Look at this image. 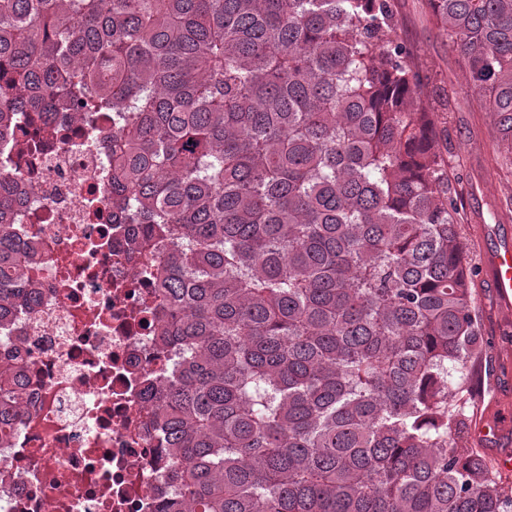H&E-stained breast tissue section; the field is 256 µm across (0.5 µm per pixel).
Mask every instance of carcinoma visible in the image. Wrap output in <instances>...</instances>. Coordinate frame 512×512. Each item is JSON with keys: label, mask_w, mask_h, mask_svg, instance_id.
<instances>
[{"label": "carcinoma", "mask_w": 512, "mask_h": 512, "mask_svg": "<svg viewBox=\"0 0 512 512\" xmlns=\"http://www.w3.org/2000/svg\"><path fill=\"white\" fill-rule=\"evenodd\" d=\"M512 143V0H425ZM390 0H0V145L28 112L118 131L112 203L156 264L161 512H512L466 447L481 330L448 100ZM0 168V329L30 243ZM0 359V444L24 405Z\"/></svg>", "instance_id": "1"}]
</instances>
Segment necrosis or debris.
Here are the masks:
<instances>
[{"label": "necrosis or debris", "instance_id": "4bbe7bcc", "mask_svg": "<svg viewBox=\"0 0 512 512\" xmlns=\"http://www.w3.org/2000/svg\"><path fill=\"white\" fill-rule=\"evenodd\" d=\"M15 162L20 239H35L26 278L32 304L0 331V356L22 349L27 406L0 447V512H158L179 493L156 436L149 382L169 376L176 354L160 349L162 314L153 257L134 254L112 214V122L95 134L70 113L52 115L61 135L39 134L32 113Z\"/></svg>", "mask_w": 512, "mask_h": 512}]
</instances>
